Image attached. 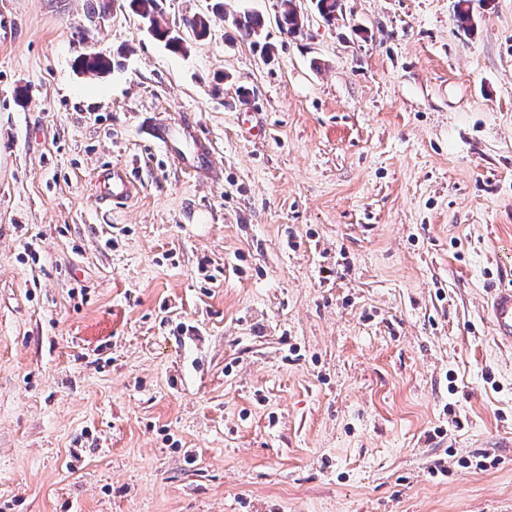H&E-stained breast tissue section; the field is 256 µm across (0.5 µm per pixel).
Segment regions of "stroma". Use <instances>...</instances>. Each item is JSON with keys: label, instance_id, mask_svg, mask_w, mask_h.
Listing matches in <instances>:
<instances>
[{"label": "stroma", "instance_id": "1", "mask_svg": "<svg viewBox=\"0 0 512 512\" xmlns=\"http://www.w3.org/2000/svg\"><path fill=\"white\" fill-rule=\"evenodd\" d=\"M97 5L0 0V512H512V0ZM126 2L129 9L147 25V30L152 36L164 41L165 45L174 51L185 49L186 40L179 37L185 36L183 31L175 26L174 30L179 35L177 36L170 30L169 24L163 18L159 0H127ZM281 10L276 16V24L286 37L296 38L303 33L300 14L294 8L293 0H281ZM220 7L219 15H224L228 22V26L243 40L250 41L253 46L259 45L262 31L265 27L263 16L254 11H244L239 14L227 16L224 12L223 4L217 3ZM222 6V7H221ZM154 135L167 151L175 155L187 174L201 181L209 178L213 171L211 154L197 136L195 125L190 119H182L174 126L159 127ZM177 139L190 144L191 150L187 155L176 153L173 143ZM97 182L100 188H104L102 199L105 200H126L135 190V185L124 167L113 165L112 168L100 171ZM487 310L496 342L500 346L512 348V286L494 288Z\"/></svg>", "mask_w": 512, "mask_h": 512}]
</instances>
